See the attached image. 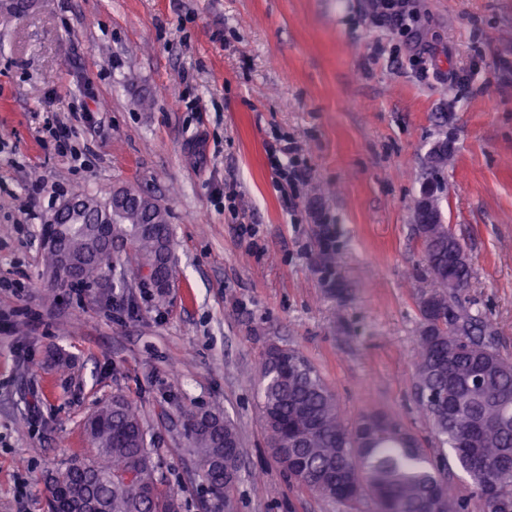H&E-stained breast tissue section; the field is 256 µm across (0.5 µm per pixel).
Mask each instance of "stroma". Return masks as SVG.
<instances>
[{"label": "stroma", "instance_id": "35a3bbf8", "mask_svg": "<svg viewBox=\"0 0 512 512\" xmlns=\"http://www.w3.org/2000/svg\"><path fill=\"white\" fill-rule=\"evenodd\" d=\"M409 7L410 35L374 0H36L0 26V512H45V472L115 394L139 407L181 512L208 498L181 413L214 407L239 431L235 512H346L271 457L260 353L298 349L347 418L384 411L429 441L413 214L442 139L444 222L472 267L459 302L512 357V0ZM55 123L81 129L87 165L45 142ZM277 133L310 159L295 196L268 164ZM126 185L168 213L165 302L118 287L120 256L46 302L45 216Z\"/></svg>", "mask_w": 512, "mask_h": 512}]
</instances>
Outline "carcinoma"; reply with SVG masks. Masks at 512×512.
<instances>
[{
    "label": "carcinoma",
    "mask_w": 512,
    "mask_h": 512,
    "mask_svg": "<svg viewBox=\"0 0 512 512\" xmlns=\"http://www.w3.org/2000/svg\"><path fill=\"white\" fill-rule=\"evenodd\" d=\"M126 206L112 225V241L128 243L126 272L163 300L177 266L167 213L123 188ZM63 248L75 260L112 261L113 245L97 240L110 221L109 199L85 198ZM433 287L425 296L443 301L442 317L420 313L419 354L413 388L451 390L453 402L420 401L435 438L453 451L470 479L471 495L448 493L445 468L400 420L368 409L350 422L318 369L298 350H264L260 359L259 412L269 448L301 489L344 504L348 512H512V360L495 348L481 314L463 309L448 293V266L468 287L471 266L455 262L458 240L434 234L423 243ZM197 471L221 505L239 479L235 424L218 409L183 412ZM89 447L61 469L46 475L47 512H181L179 491L165 484L159 462L148 448L137 407L117 394L84 422ZM508 472L499 501L484 498L487 464Z\"/></svg>",
    "instance_id": "1"
}]
</instances>
